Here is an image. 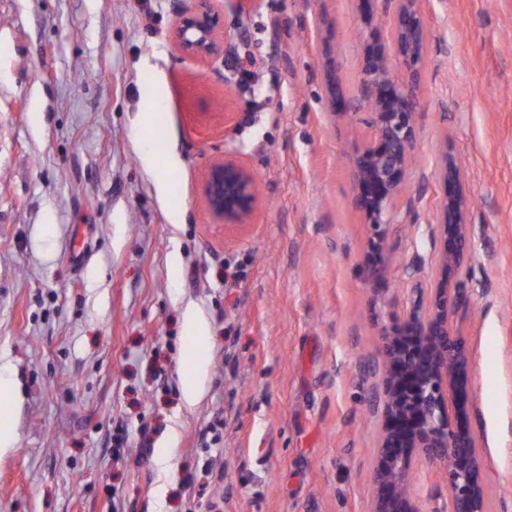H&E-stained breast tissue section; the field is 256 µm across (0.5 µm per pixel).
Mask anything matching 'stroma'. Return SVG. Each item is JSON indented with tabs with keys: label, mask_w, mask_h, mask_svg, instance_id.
<instances>
[{
	"label": "stroma",
	"mask_w": 512,
	"mask_h": 512,
	"mask_svg": "<svg viewBox=\"0 0 512 512\" xmlns=\"http://www.w3.org/2000/svg\"><path fill=\"white\" fill-rule=\"evenodd\" d=\"M192 3L0 0V361L18 384L0 403L17 438L0 454V512L369 508L392 308L362 267L358 123L333 117L326 85L331 70L358 90L360 5L213 0L224 57L204 63L172 41ZM426 11L414 163L432 171L444 136L468 165L467 411L487 508L512 512V0ZM228 152L259 186L241 226L203 196ZM441 197L432 178L407 194L414 214L378 274L393 300ZM200 345L189 407L181 378ZM207 366L206 355L199 353L192 360L189 370L182 375V394L187 406L194 405L199 398Z\"/></svg>",
	"instance_id": "1"
}]
</instances>
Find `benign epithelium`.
Returning <instances> with one entry per match:
<instances>
[{
    "instance_id": "1",
    "label": "benign epithelium",
    "mask_w": 512,
    "mask_h": 512,
    "mask_svg": "<svg viewBox=\"0 0 512 512\" xmlns=\"http://www.w3.org/2000/svg\"><path fill=\"white\" fill-rule=\"evenodd\" d=\"M377 13L393 19L391 46L409 80L392 77L387 46L367 44L358 93L345 94L327 73L331 111L359 117L365 133L351 159L353 205L369 225L365 252L369 275L390 249L399 223L398 200L413 178L427 180L413 167L418 140V76L428 50L427 0H375ZM174 40L178 49L200 60L224 52L218 19L208 0H197L177 13ZM443 196L434 215L428 258L406 267L410 288L398 313L380 330L382 365L380 444L372 467L369 512H423L407 477L418 460L442 464L448 478V503L440 512H485L483 457L467 418L471 353L455 322L466 296L462 274L469 270L474 200L467 190L465 161L448 152V136L436 145L433 169ZM209 212L226 224H247L259 201L256 179L240 160L226 156L213 163L205 179ZM434 271L429 285L420 276Z\"/></svg>"
}]
</instances>
